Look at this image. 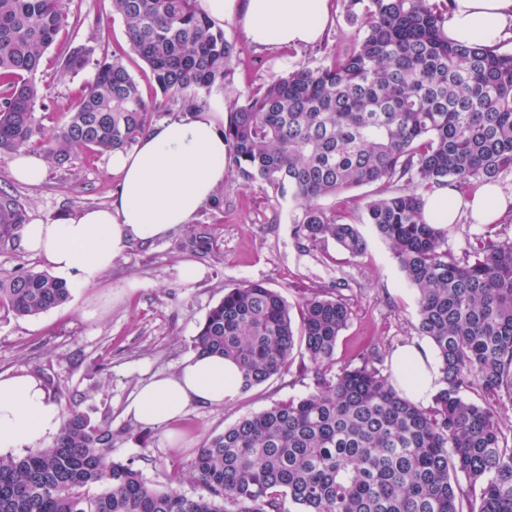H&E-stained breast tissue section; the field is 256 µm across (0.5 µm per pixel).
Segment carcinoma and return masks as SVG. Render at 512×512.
Listing matches in <instances>:
<instances>
[{
    "label": "carcinoma",
    "instance_id": "1",
    "mask_svg": "<svg viewBox=\"0 0 512 512\" xmlns=\"http://www.w3.org/2000/svg\"><path fill=\"white\" fill-rule=\"evenodd\" d=\"M130 50L161 94L203 109L232 83L239 54L196 0H111ZM451 0H342L350 47L249 86L230 101L224 142L238 173L295 204L300 240L365 250L356 225L318 204L378 185L365 223L388 243L416 290V334L433 345L443 387L432 405L405 398L378 367L377 347L334 370L347 304L326 289L298 304L258 282L224 293L193 337L199 355L237 363L240 391L280 375L294 351L316 390L240 418L198 448L189 479L203 493L149 485L112 459V424L71 408L53 442L0 455V512H512V238L487 230L457 257L427 222L424 195L469 193L512 173V52L448 39ZM65 0H0V158L22 148L63 166L134 143L160 104L144 98L125 56L90 42L56 59L95 66L61 121L43 123L36 77L68 36ZM28 221L0 189V246ZM67 284L33 267L0 272V310L39 316L65 304ZM474 392L473 400L466 393Z\"/></svg>",
    "mask_w": 512,
    "mask_h": 512
}]
</instances>
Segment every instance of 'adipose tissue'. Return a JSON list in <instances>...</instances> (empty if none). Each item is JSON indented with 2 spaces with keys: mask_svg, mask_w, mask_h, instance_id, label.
<instances>
[{
  "mask_svg": "<svg viewBox=\"0 0 512 512\" xmlns=\"http://www.w3.org/2000/svg\"><path fill=\"white\" fill-rule=\"evenodd\" d=\"M216 24L237 21L259 46L317 42L329 20V0H200ZM512 28V0H453L447 30L452 41L495 43ZM224 115L192 111L151 126L133 150L112 155L120 189L109 207L87 209L24 225L20 245L57 278L97 284L113 261L133 245L165 238L190 223L224 184L227 169ZM511 204L493 184L465 197L451 186L425 196L432 224L455 223L469 213L479 224L498 219ZM397 387L413 402L427 403L441 387L432 346L415 340L392 356ZM236 364L218 356L192 357L178 371L157 374L128 399L124 413L136 423L160 428L197 405L221 406L239 392ZM60 408L34 376L0 374V451L36 448L59 426Z\"/></svg>",
  "mask_w": 512,
  "mask_h": 512,
  "instance_id": "obj_1",
  "label": "adipose tissue"
}]
</instances>
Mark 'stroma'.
I'll use <instances>...</instances> for the list:
<instances>
[{
    "label": "stroma",
    "instance_id": "35a3bbf8",
    "mask_svg": "<svg viewBox=\"0 0 512 512\" xmlns=\"http://www.w3.org/2000/svg\"><path fill=\"white\" fill-rule=\"evenodd\" d=\"M332 24L321 44L271 49L252 45L236 22L225 21L228 40L241 50L233 84L213 89L208 111L223 112L235 92L289 69L316 64L329 49L346 48L355 31L341 0H330ZM73 42L99 43L107 52L128 57V68L144 96L155 94L142 62L130 56L124 20L111 0H68ZM58 47L45 54L37 80L48 108L47 124L59 121L75 90L89 85L94 67L59 71ZM109 154L92 156L78 149L70 166L48 168L36 185L14 181L7 160H0V188L15 194L29 219L48 220L61 213L108 206L119 183ZM375 186L328 196L319 205L329 213H347L357 224L366 249L353 257L335 241L298 244L291 222L292 204L275 201L259 184H245L228 166L224 185L196 218L164 239L135 245L116 259L100 283L72 285L70 300L36 317L0 311V373L25 372L39 379L61 412L77 408L91 420L112 423V456L133 463L145 481L165 488L170 474L189 472L206 437L222 433L241 417L278 401L305 396L315 388L310 367L293 363L288 371L221 406H198L168 428L145 430L124 414L139 384L156 374H172L193 356L198 325L227 289L261 282L297 305L311 292L329 287L351 310L336 345L337 366L355 363L371 344L386 345L383 370L391 353L416 340L414 289L406 281L389 246L365 224V206ZM201 276L183 281L184 266Z\"/></svg>",
    "mask_w": 512,
    "mask_h": 512
}]
</instances>
